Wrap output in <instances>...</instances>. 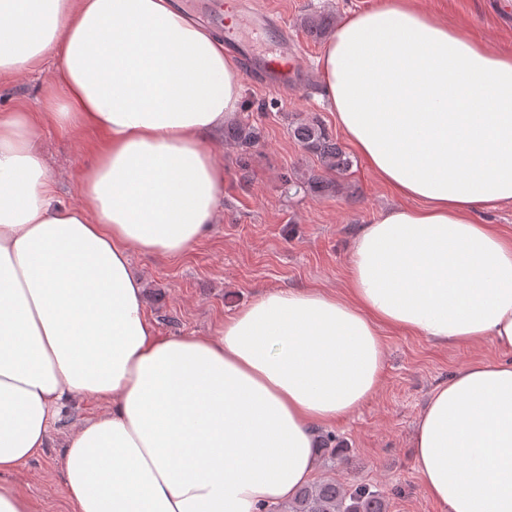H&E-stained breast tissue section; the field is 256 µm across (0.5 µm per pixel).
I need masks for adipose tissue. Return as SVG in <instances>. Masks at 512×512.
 I'll list each match as a JSON object with an SVG mask.
<instances>
[{"label": "adipose tissue", "mask_w": 512, "mask_h": 512, "mask_svg": "<svg viewBox=\"0 0 512 512\" xmlns=\"http://www.w3.org/2000/svg\"><path fill=\"white\" fill-rule=\"evenodd\" d=\"M53 56L40 114H0V512H36L9 477L75 402L105 407L65 441L76 512H265L309 482L317 427L377 390L383 330L512 351V237L474 217L512 205V53L409 0L345 17L324 98L403 203L360 227L346 293L262 292L215 337L159 335L130 252L178 256L215 224L235 61L171 0H0V75ZM47 124L106 137L79 205ZM413 446L446 512H512V361L439 386Z\"/></svg>", "instance_id": "adipose-tissue-1"}]
</instances>
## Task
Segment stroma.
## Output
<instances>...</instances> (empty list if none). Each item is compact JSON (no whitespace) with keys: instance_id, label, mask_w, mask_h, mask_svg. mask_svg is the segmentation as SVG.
Instances as JSON below:
<instances>
[{"instance_id":"1","label":"stroma","mask_w":512,"mask_h":512,"mask_svg":"<svg viewBox=\"0 0 512 512\" xmlns=\"http://www.w3.org/2000/svg\"><path fill=\"white\" fill-rule=\"evenodd\" d=\"M383 0H259L281 13L297 38L296 59L317 67L325 43L311 39L306 17L336 18L367 11ZM416 8L446 19L462 34L480 39L492 52L512 49V0H413ZM50 78L36 72L0 82V113L38 112ZM321 85L278 94L243 83L236 120L260 132L255 147L225 139L214 145L224 166V195L209 234L182 256L162 258L132 251L131 264L144 282V310L163 336H214L226 317L267 290L320 287L342 291L346 262L357 230L401 200L354 158L332 193L290 189L289 175L322 173L320 159L289 133L291 124L320 117L337 132L336 117L321 102ZM100 144L98 134L44 126L38 147L55 175L54 191L65 204L78 203L84 170ZM377 391L357 410L322 427L320 437L339 448L336 462L317 460L313 481L333 478L347 485L371 484L389 493L388 512H445L424 488L413 455L420 412L433 391L477 360H501L491 342L436 345L420 336L388 331ZM102 405L82 402L53 423L47 448L25 462L17 477L21 491L39 512H73L61 479V445L72 426L92 420Z\"/></svg>"}]
</instances>
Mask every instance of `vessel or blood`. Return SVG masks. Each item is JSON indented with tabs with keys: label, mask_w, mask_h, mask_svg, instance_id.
I'll use <instances>...</instances> for the list:
<instances>
[{
	"label": "vessel or blood",
	"mask_w": 512,
	"mask_h": 512,
	"mask_svg": "<svg viewBox=\"0 0 512 512\" xmlns=\"http://www.w3.org/2000/svg\"><path fill=\"white\" fill-rule=\"evenodd\" d=\"M233 7L238 16V24L226 30L224 47L242 59L244 77L274 92L285 91L292 83L307 82V75L298 69L286 19L271 10L256 9L252 0H235ZM250 30L273 40L274 51L268 54L257 53L246 36Z\"/></svg>",
	"instance_id": "1"
}]
</instances>
